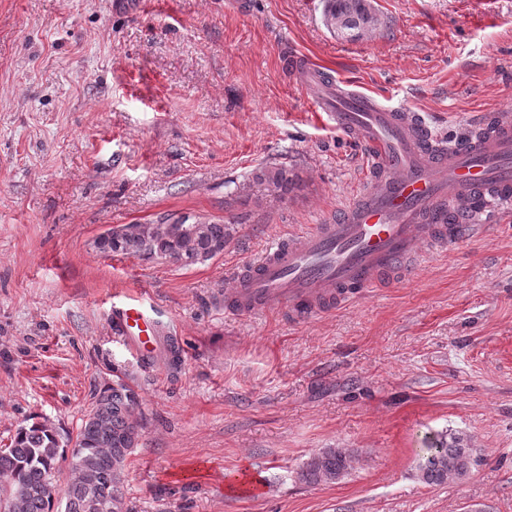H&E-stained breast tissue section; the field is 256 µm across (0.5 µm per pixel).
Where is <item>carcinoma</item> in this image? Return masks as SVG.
I'll use <instances>...</instances> for the list:
<instances>
[{"mask_svg": "<svg viewBox=\"0 0 512 512\" xmlns=\"http://www.w3.org/2000/svg\"><path fill=\"white\" fill-rule=\"evenodd\" d=\"M365 0H325L324 22L331 32L350 39L373 34L380 26L365 22ZM256 183L279 197L288 193L292 176L286 167L264 168ZM231 227L221 221L186 224L164 216L151 224H127L118 238L99 239L102 254L150 257L164 251L185 259V266L208 261L224 252ZM143 428L136 390L117 379L93 393L91 408L76 436H63L47 419L20 426L7 448H0V512H129L123 489L128 456ZM419 478L440 486L468 474L463 438L437 434L424 441ZM67 463L64 499L55 497L60 463ZM350 468L349 455L324 448L303 464L300 479L308 484L338 480Z\"/></svg>", "mask_w": 512, "mask_h": 512, "instance_id": "1", "label": "carcinoma"}]
</instances>
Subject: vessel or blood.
Returning a JSON list of instances; mask_svg holds the SVG:
<instances>
[{
	"label": "vessel or blood",
	"instance_id": "b4317fda",
	"mask_svg": "<svg viewBox=\"0 0 512 512\" xmlns=\"http://www.w3.org/2000/svg\"><path fill=\"white\" fill-rule=\"evenodd\" d=\"M295 69L312 110L363 143L372 183L336 217L272 242L236 269L225 314L285 309L301 323L333 311L359 291L412 278L423 247L481 234L479 208L512 205L511 114L484 122L461 144L438 147L424 118L404 105L382 104L352 83L324 81L308 64ZM459 208L464 218L449 223ZM111 319L139 360H158L164 326L149 295L114 301Z\"/></svg>",
	"mask_w": 512,
	"mask_h": 512
}]
</instances>
